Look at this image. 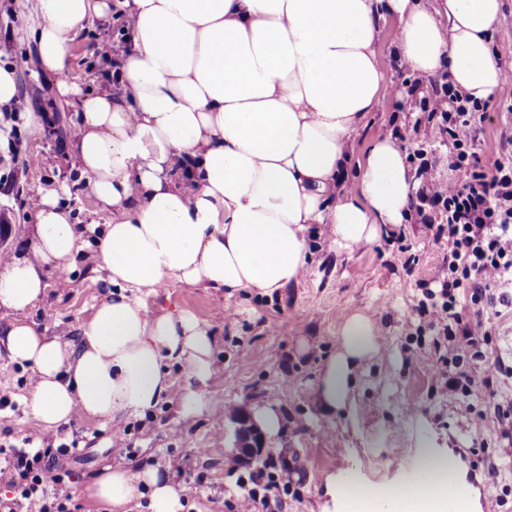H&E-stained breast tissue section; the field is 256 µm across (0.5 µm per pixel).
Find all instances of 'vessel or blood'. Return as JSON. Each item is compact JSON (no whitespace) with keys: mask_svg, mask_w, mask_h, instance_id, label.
Returning a JSON list of instances; mask_svg holds the SVG:
<instances>
[{"mask_svg":"<svg viewBox=\"0 0 512 512\" xmlns=\"http://www.w3.org/2000/svg\"><path fill=\"white\" fill-rule=\"evenodd\" d=\"M342 512H470V492L452 474L403 477L389 491L368 493L365 486L345 485Z\"/></svg>","mask_w":512,"mask_h":512,"instance_id":"b4317fda","label":"vessel or blood"}]
</instances>
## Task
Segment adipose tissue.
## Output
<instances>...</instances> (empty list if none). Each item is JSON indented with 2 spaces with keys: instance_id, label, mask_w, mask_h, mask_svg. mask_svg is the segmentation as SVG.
<instances>
[{
  "instance_id": "obj_1",
  "label": "adipose tissue",
  "mask_w": 512,
  "mask_h": 512,
  "mask_svg": "<svg viewBox=\"0 0 512 512\" xmlns=\"http://www.w3.org/2000/svg\"><path fill=\"white\" fill-rule=\"evenodd\" d=\"M38 65L58 75L72 109L69 157L108 220L96 239L43 190L22 252L0 260V352L32 373V417L51 430L75 417L121 422L168 400L167 363L195 383L183 415L207 407L215 333L194 315L149 314L145 289L170 281L274 297L304 276L316 225L351 252L382 226L404 223L418 189L398 138L358 151L369 113L391 102L379 63L382 24L393 56L424 78L447 74L464 96L500 95L490 33L502 0H39ZM125 27L116 83L83 92L66 78L77 32L91 18ZM356 189L339 193L349 164ZM88 258L110 291L70 341L29 316L48 268ZM364 312L341 324L315 384L320 413L350 410L357 372L379 350ZM103 508L146 499L147 512H184L171 466L105 467L86 486Z\"/></svg>"
}]
</instances>
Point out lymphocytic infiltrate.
Masks as SVG:
<instances>
[{"label": "lymphocytic infiltrate", "instance_id": "1", "mask_svg": "<svg viewBox=\"0 0 512 512\" xmlns=\"http://www.w3.org/2000/svg\"><path fill=\"white\" fill-rule=\"evenodd\" d=\"M485 117L480 102L460 96L447 82L435 84L419 100L416 126L427 138L447 143L449 165L464 171L463 181L432 179L433 159L425 143L408 148V159L422 180L410 217L424 224L428 210L440 211L442 222L434 238L445 249L437 273L439 287L425 289L418 311L429 315L430 327L448 343L447 355L433 367L434 378L465 396L477 386L492 389L496 375L512 376V365L491 345V329L465 314L467 307L482 303L512 305L507 294L512 288V124L500 133L499 157L489 174L474 150L476 126ZM467 359L484 362V369L450 375V366ZM294 473L283 458L249 472L237 481L238 495L225 500L227 512H272V502L287 492ZM69 476L49 447L13 448L0 457V480L7 481L17 498L41 496L39 512H72L68 498L54 493Z\"/></svg>", "mask_w": 512, "mask_h": 512}]
</instances>
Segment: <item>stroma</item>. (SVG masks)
<instances>
[{"instance_id": "stroma-1", "label": "stroma", "mask_w": 512, "mask_h": 512, "mask_svg": "<svg viewBox=\"0 0 512 512\" xmlns=\"http://www.w3.org/2000/svg\"><path fill=\"white\" fill-rule=\"evenodd\" d=\"M42 21L39 0H0V66L35 56L32 30ZM117 33L116 26L89 21L74 41L68 76L84 89H99L98 47ZM17 81L18 97L11 107L16 118L0 117V251L10 254L24 250L27 241L31 211L22 203L25 193L68 186L64 201L74 223L100 219L71 166L67 146L73 113L57 102L55 77L29 65L18 71ZM503 110L499 100L489 101L488 117L477 133L478 157L488 169L498 156ZM417 116L411 96L398 106L380 108L360 133L358 149L389 133L392 119L410 127ZM320 231V246L311 252L305 278L281 297H230L215 288L177 282L143 291L149 312L185 311L217 331L216 370L202 387L208 411L193 417L181 414L185 375L173 364L169 400L144 418L124 422L130 450L113 447L115 427L109 423L78 417L47 431L25 404L31 393L29 370L1 354L0 444L77 442L76 455L59 459L72 473L60 491L75 512H99L84 489L112 464L172 465L184 489L186 512H225L224 501L236 494L239 477L281 456L295 466L299 478L279 512H337L325 493L329 475L359 474L370 484L393 486L398 476L390 467L392 458L416 467L419 444L425 441L453 454L470 481L476 512H512V470L501 471L494 481L484 476L489 461H512V444L502 438L486 409L488 393L464 397L437 388L432 337L417 330L416 306L423 286L434 283L444 255L441 244L426 225H401L405 244L419 257L409 273L395 257L390 231L350 253L333 244L330 225H321ZM48 282L47 295L32 318L48 335L72 339L91 318L101 283L81 260L74 269L50 271ZM226 309L231 317H223ZM358 310L378 322L380 351L359 369L349 413L321 415L314 406L318 372L336 349L342 321ZM270 399L282 415V429L265 438L256 458L243 459L235 446L236 421Z\"/></svg>"}]
</instances>
